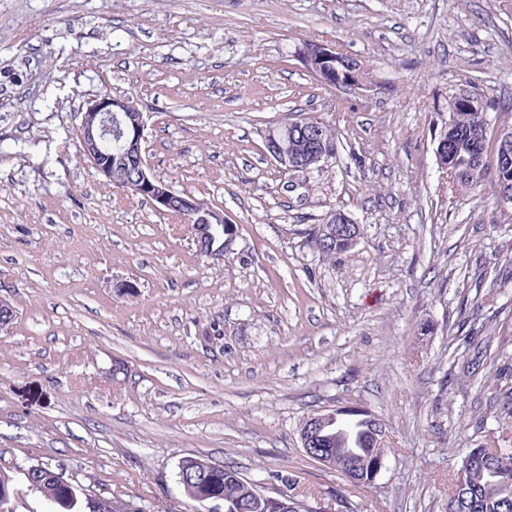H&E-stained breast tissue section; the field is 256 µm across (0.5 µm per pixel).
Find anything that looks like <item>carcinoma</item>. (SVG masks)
<instances>
[{"mask_svg": "<svg viewBox=\"0 0 512 512\" xmlns=\"http://www.w3.org/2000/svg\"><path fill=\"white\" fill-rule=\"evenodd\" d=\"M345 53L336 52V57L323 62V68L334 72L340 67L346 70L342 75L344 81L336 83V79H328L329 85L344 89L352 85L347 73L351 69L342 58ZM448 112V141L451 148L444 159L448 171V186L452 191L479 192L486 180L488 172L487 150L492 134L484 132L485 117L494 113L503 116L505 112L499 105L483 96L473 86L459 92L453 90L446 101ZM275 139L288 147V153L303 160L300 173L311 174L323 171L326 160L318 161V151L297 129L280 124L273 129ZM493 189L512 193V163L495 164L492 175ZM193 229L201 244V250L209 252L210 242H218L228 236L230 227L227 224H209L202 227L193 225ZM323 225L315 224L305 231L306 242L324 257H333L351 248L344 239L328 238L321 233ZM504 383L506 396L496 415L497 436L475 448H468L461 457L460 467L467 469L469 483L461 489L457 479H451L448 486V504H461V498L467 499V512H512V450L500 448L496 454L489 453L491 448H499V442L512 441V397L507 392L512 389L509 376L499 378ZM346 428L330 430L332 437L322 444L324 448L336 449L333 455L338 468L335 472L345 478H353L363 487L369 486L377 477L375 457L386 456L391 442L380 443L375 438L372 418L369 412L350 415L345 419ZM242 474L232 466L224 465L215 473L207 485H199L196 492L200 495H219L223 498L224 512H238L237 503L241 499L243 487ZM44 493L56 501V512H76L79 502L72 501L70 489L62 484L47 483Z\"/></svg>", "mask_w": 512, "mask_h": 512, "instance_id": "cac0c4a2", "label": "carcinoma"}]
</instances>
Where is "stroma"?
Listing matches in <instances>:
<instances>
[{
  "label": "stroma",
  "instance_id": "stroma-1",
  "mask_svg": "<svg viewBox=\"0 0 512 512\" xmlns=\"http://www.w3.org/2000/svg\"><path fill=\"white\" fill-rule=\"evenodd\" d=\"M309 42L383 90L321 85ZM465 80L512 104V0H0V298L17 311L0 471L43 463L138 512H206L176 481L205 456L266 489L294 475L323 512H446L512 365V224L491 187L450 191L434 154L435 109ZM105 92L136 97L148 166L223 208L233 254L203 256L79 160L81 111ZM301 118L337 135L309 179L264 153ZM336 211L361 234L325 258L302 231ZM466 321L487 350L470 378ZM345 405L393 443L374 487L301 446L304 417Z\"/></svg>",
  "mask_w": 512,
  "mask_h": 512
}]
</instances>
